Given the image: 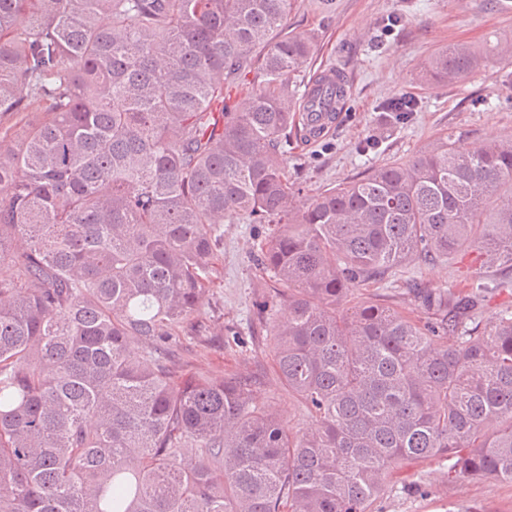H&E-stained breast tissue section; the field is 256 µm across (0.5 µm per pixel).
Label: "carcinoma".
Instances as JSON below:
<instances>
[{
	"label": "carcinoma",
	"instance_id": "1",
	"mask_svg": "<svg viewBox=\"0 0 512 512\" xmlns=\"http://www.w3.org/2000/svg\"><path fill=\"white\" fill-rule=\"evenodd\" d=\"M294 6L0 0V512H371L399 463L438 457L512 483V308L476 321L492 287L424 293V323L336 311L416 257L479 246L512 272V140L444 137L296 209ZM480 61L450 45L424 76ZM241 216L280 224L257 262L288 305L270 336L297 434L250 376L176 380L216 225Z\"/></svg>",
	"mask_w": 512,
	"mask_h": 512
}]
</instances>
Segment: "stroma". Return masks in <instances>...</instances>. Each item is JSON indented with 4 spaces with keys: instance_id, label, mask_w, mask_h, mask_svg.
I'll use <instances>...</instances> for the list:
<instances>
[{
    "instance_id": "35a3bbf8",
    "label": "stroma",
    "mask_w": 512,
    "mask_h": 512,
    "mask_svg": "<svg viewBox=\"0 0 512 512\" xmlns=\"http://www.w3.org/2000/svg\"><path fill=\"white\" fill-rule=\"evenodd\" d=\"M287 25L315 43L312 59L295 78L298 91L331 67L345 75L350 89L330 132L315 141H288V176L298 204L372 168L411 159L444 136L466 143L512 138V63L490 52L497 42L512 40V0H296ZM460 43L483 53L480 65L454 85L427 82L428 58ZM401 96L414 101L413 112L389 111ZM276 230L246 218L219 225L214 284L196 318L200 330L180 337L175 358L186 373L257 376L260 401L298 432L311 419L280 383L261 331L262 323L288 315L272 273L256 262L261 244ZM462 275L489 277L481 251L414 259L387 281L355 286L339 308L377 300L422 321L428 313L410 284L445 288ZM415 484L422 487L416 494ZM373 512H512V485L449 479L444 458L406 463L394 471Z\"/></svg>"
}]
</instances>
